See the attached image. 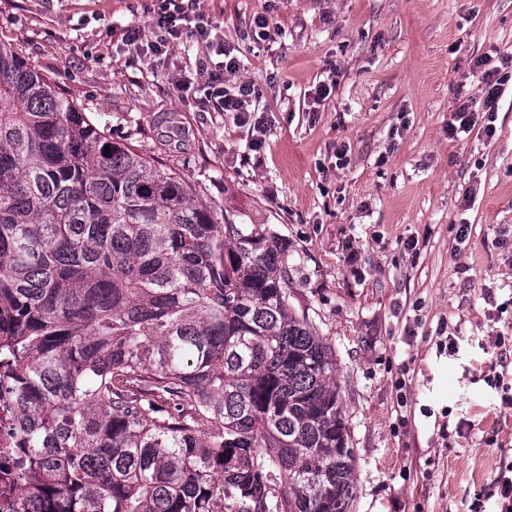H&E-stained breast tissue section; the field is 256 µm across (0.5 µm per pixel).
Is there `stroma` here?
I'll return each instance as SVG.
<instances>
[{
  "label": "stroma",
  "mask_w": 512,
  "mask_h": 512,
  "mask_svg": "<svg viewBox=\"0 0 512 512\" xmlns=\"http://www.w3.org/2000/svg\"><path fill=\"white\" fill-rule=\"evenodd\" d=\"M260 90L264 133L201 112L171 84L204 48L131 60L143 0H0V43L113 141L155 159L217 214L288 248L289 301L336 354L354 451L352 512H468L512 460V409L490 372L512 336V84L482 127L477 58L512 54V0H197ZM266 15L269 39L249 33ZM331 95L314 101L317 85ZM261 149H254L255 138ZM471 231L458 242L454 225ZM455 337L456 352L439 348Z\"/></svg>",
  "instance_id": "obj_1"
}]
</instances>
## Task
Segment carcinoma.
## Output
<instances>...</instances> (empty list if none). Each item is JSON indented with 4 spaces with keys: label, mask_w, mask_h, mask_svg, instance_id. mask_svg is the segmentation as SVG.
I'll return each mask as SVG.
<instances>
[{
    "label": "carcinoma",
    "mask_w": 512,
    "mask_h": 512,
    "mask_svg": "<svg viewBox=\"0 0 512 512\" xmlns=\"http://www.w3.org/2000/svg\"><path fill=\"white\" fill-rule=\"evenodd\" d=\"M288 286L278 237L0 45V368L37 512H352L336 358Z\"/></svg>",
    "instance_id": "obj_1"
}]
</instances>
